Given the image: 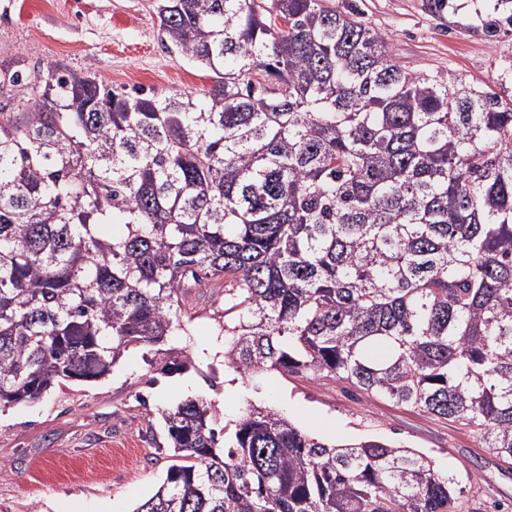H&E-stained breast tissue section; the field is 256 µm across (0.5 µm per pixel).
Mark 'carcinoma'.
Here are the masks:
<instances>
[{
    "instance_id": "cac0c4a2",
    "label": "carcinoma",
    "mask_w": 512,
    "mask_h": 512,
    "mask_svg": "<svg viewBox=\"0 0 512 512\" xmlns=\"http://www.w3.org/2000/svg\"><path fill=\"white\" fill-rule=\"evenodd\" d=\"M154 8L204 94L50 64L0 104V407L134 347L182 367L163 345L222 288L241 377L323 374L512 458V101L405 69L331 0ZM161 417L171 464L134 512L456 510L424 454L255 406L223 438L203 399Z\"/></svg>"
}]
</instances>
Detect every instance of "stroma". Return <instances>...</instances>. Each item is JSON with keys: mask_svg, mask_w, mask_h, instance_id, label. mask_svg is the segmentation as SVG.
I'll return each instance as SVG.
<instances>
[{"mask_svg": "<svg viewBox=\"0 0 512 512\" xmlns=\"http://www.w3.org/2000/svg\"><path fill=\"white\" fill-rule=\"evenodd\" d=\"M334 0L392 38L400 65L469 85H493L512 65V26L486 34L488 0ZM149 0H0V101L10 84L58 63L109 86L208 91L199 64L168 49ZM167 345L185 369L159 373L145 348L129 349L103 378L67 381L35 403L0 408V512H134L164 479L170 460L162 409L186 398L215 403L220 425L249 406L279 411L328 441L375 437L428 456L453 475L461 512H512V461L483 448L475 430L368 395L320 375L264 373L243 379L224 363V294L197 288Z\"/></svg>", "mask_w": 512, "mask_h": 512, "instance_id": "35a3bbf8", "label": "stroma"}]
</instances>
